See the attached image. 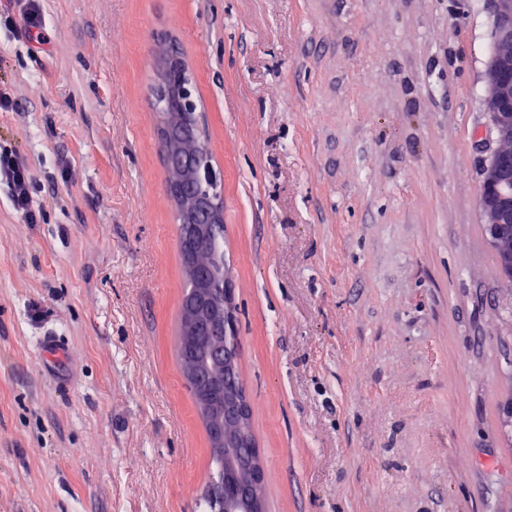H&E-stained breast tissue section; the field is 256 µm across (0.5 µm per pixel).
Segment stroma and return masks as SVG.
I'll list each match as a JSON object with an SVG mask.
<instances>
[{
  "instance_id": "obj_1",
  "label": "stroma",
  "mask_w": 512,
  "mask_h": 512,
  "mask_svg": "<svg viewBox=\"0 0 512 512\" xmlns=\"http://www.w3.org/2000/svg\"><path fill=\"white\" fill-rule=\"evenodd\" d=\"M0 0V512H200L147 95L195 82L266 512H512V297L479 208L488 0ZM40 94H31L32 85ZM25 4L22 6V13L25 22V31L29 34L33 32L36 35L38 41L44 39L42 30V13L38 0H25ZM32 175L29 168L12 151L0 149V185L9 191V201L25 223L33 224L36 214L29 193Z\"/></svg>"
}]
</instances>
